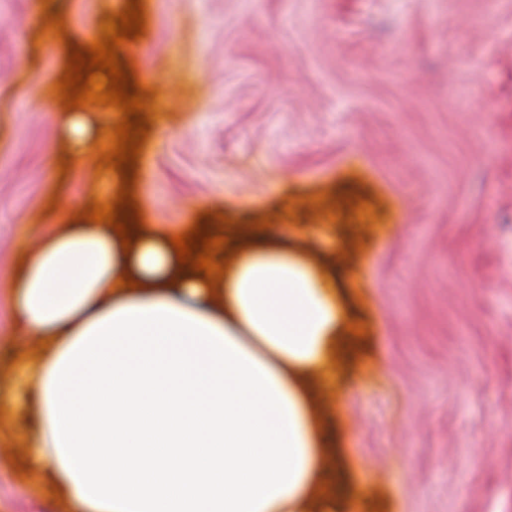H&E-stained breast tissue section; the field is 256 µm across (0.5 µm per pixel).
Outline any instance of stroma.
Instances as JSON below:
<instances>
[{
	"label": "stroma",
	"mask_w": 512,
	"mask_h": 512,
	"mask_svg": "<svg viewBox=\"0 0 512 512\" xmlns=\"http://www.w3.org/2000/svg\"><path fill=\"white\" fill-rule=\"evenodd\" d=\"M128 0H0V391L43 347L27 254L121 177L49 114L70 46ZM141 220L268 224L335 275L354 327L326 392L341 512H512V0H141ZM64 21L63 34L48 15ZM0 405V512H74Z\"/></svg>",
	"instance_id": "35a3bbf8"
}]
</instances>
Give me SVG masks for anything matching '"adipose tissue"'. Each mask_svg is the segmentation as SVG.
<instances>
[{"label":"adipose tissue","instance_id":"obj_1","mask_svg":"<svg viewBox=\"0 0 512 512\" xmlns=\"http://www.w3.org/2000/svg\"><path fill=\"white\" fill-rule=\"evenodd\" d=\"M59 125L80 151L111 133L88 112ZM223 234L213 288L151 224L127 249L107 223L61 224L29 253L15 306L50 340L27 367L34 461L79 512H334L343 495L312 407L340 356L336 281L267 230Z\"/></svg>","mask_w":512,"mask_h":512}]
</instances>
